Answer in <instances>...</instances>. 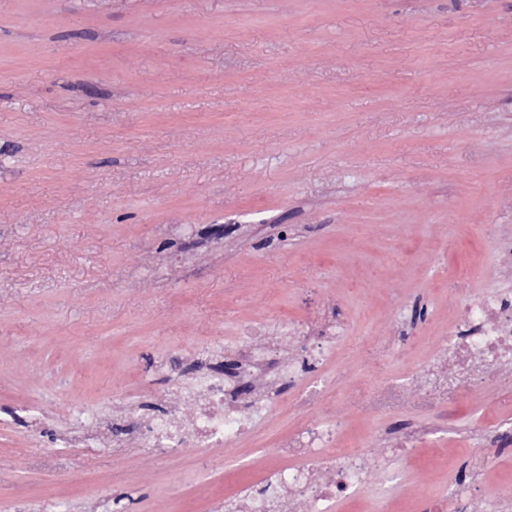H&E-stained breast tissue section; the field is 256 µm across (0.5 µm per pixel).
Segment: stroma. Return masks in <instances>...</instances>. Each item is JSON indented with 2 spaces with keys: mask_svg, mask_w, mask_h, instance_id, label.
<instances>
[{
  "mask_svg": "<svg viewBox=\"0 0 512 512\" xmlns=\"http://www.w3.org/2000/svg\"><path fill=\"white\" fill-rule=\"evenodd\" d=\"M504 238L512 0H0V512H211L311 421L372 452L333 512L512 491V443L474 441L512 423V374L413 381L459 299L512 286ZM327 324V388L281 386L237 446L55 443L84 407L164 409L160 363L247 337L285 361Z\"/></svg>",
  "mask_w": 512,
  "mask_h": 512,
  "instance_id": "35a3bbf8",
  "label": "stroma"
}]
</instances>
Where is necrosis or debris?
Segmentation results:
<instances>
[{
  "label": "necrosis or debris",
  "mask_w": 512,
  "mask_h": 512,
  "mask_svg": "<svg viewBox=\"0 0 512 512\" xmlns=\"http://www.w3.org/2000/svg\"><path fill=\"white\" fill-rule=\"evenodd\" d=\"M461 305L464 318L448 332L445 364L457 372L477 364L512 371V289L465 299ZM295 342L297 358L289 364L278 362L271 347L246 343L236 367L228 371L216 369L212 354L202 352L198 375L179 390L180 398L191 400V412L182 414L173 405L152 418L130 420L126 433L136 435L147 452L170 456L189 448L237 445L274 405L275 385L307 372L308 393L316 395L320 377L313 369L329 338L309 333ZM255 374L263 376V385L255 387L248 400H239L242 383ZM339 431L337 424L316 422L283 440L282 452L297 457V464L263 472L225 496L221 512H297L303 499L317 512H330L334 502L349 497L366 481V449L337 447Z\"/></svg>",
  "instance_id": "necrosis-or-debris-1"
}]
</instances>
